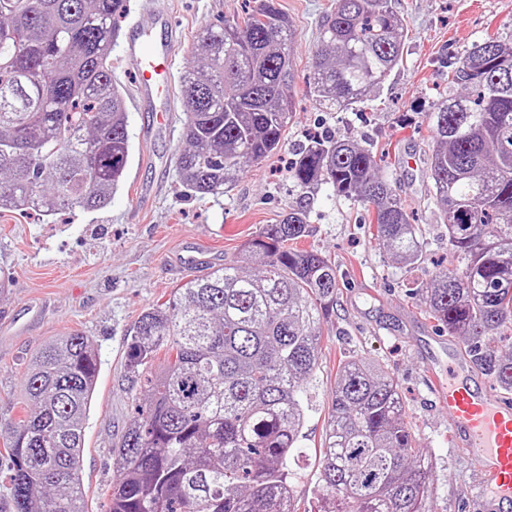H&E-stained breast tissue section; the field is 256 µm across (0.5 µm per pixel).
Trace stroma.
Listing matches in <instances>:
<instances>
[{"label": "stroma", "instance_id": "1", "mask_svg": "<svg viewBox=\"0 0 512 512\" xmlns=\"http://www.w3.org/2000/svg\"><path fill=\"white\" fill-rule=\"evenodd\" d=\"M260 0H127L120 22L155 28L154 12L176 29L174 69L189 67L191 46L207 26L239 19ZM332 0H277L293 32V118L271 156L247 163L225 195L188 191L177 172L185 144L183 99L144 103L134 91L135 63L122 41L112 46V75L125 89L132 158L122 185L102 210L51 217L0 214V446L23 415L25 375L32 358L61 337L80 333L98 353L100 372L85 424L81 460L83 506L106 512L116 466L111 448L135 415L126 379L129 333L152 304L174 288L234 260L263 225L303 207L304 247L331 262L339 288L334 311L320 325L318 368L300 400L307 410L295 490L299 512H314L312 488L339 364L348 358L381 364L397 380L416 447L434 464L436 512H475L485 473L449 437L451 416L436 405L430 369L445 361L441 336L415 295L416 287L450 267L448 231L439 219L429 175L433 147L428 115L458 58L485 36L512 41V0H394L406 32L404 57L384 85L356 109L331 111L312 96L308 77ZM354 140L382 154L381 174L409 207L426 242L411 270L400 268L373 236L366 206L330 185L299 187L290 176L297 145L315 137ZM204 252L197 267L186 250Z\"/></svg>", "mask_w": 512, "mask_h": 512}]
</instances>
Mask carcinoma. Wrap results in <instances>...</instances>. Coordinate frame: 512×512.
I'll list each match as a JSON object with an SVG mask.
<instances>
[{"label":"carcinoma","mask_w":512,"mask_h":512,"mask_svg":"<svg viewBox=\"0 0 512 512\" xmlns=\"http://www.w3.org/2000/svg\"><path fill=\"white\" fill-rule=\"evenodd\" d=\"M125 2L0 0V210L48 216L110 203L132 157L124 88L112 79ZM291 40L276 0L196 36L180 82L186 143L177 158L192 192L222 195L245 163L278 149L293 118ZM404 46L392 0H334L310 92L350 110L382 87ZM503 58L512 60V46L498 37L475 44L429 114L431 178L458 267L417 294L438 330L461 339L508 394L512 352L497 345L512 331V77L497 69ZM379 168L372 149L325 137L298 150L291 177L373 207L379 246L411 267L422 233ZM307 233L306 213L290 210L237 260L143 312L126 364L138 405L112 448L107 512H298L291 460L302 454L300 393L339 288L336 267L318 252L286 248ZM98 373L79 333L32 362L31 409L12 422L5 445L14 512H84L79 462ZM321 455L317 512H434L432 461L415 447L398 383L380 365L340 364Z\"/></svg>","instance_id":"1"}]
</instances>
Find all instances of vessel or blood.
<instances>
[{
  "mask_svg": "<svg viewBox=\"0 0 512 512\" xmlns=\"http://www.w3.org/2000/svg\"><path fill=\"white\" fill-rule=\"evenodd\" d=\"M172 39L146 44L134 28L125 50L138 58L139 99L153 100L172 83ZM440 402L452 413L451 439L488 475L480 493L483 512H512V400L494 395L474 377L456 352L448 354V372L435 383Z\"/></svg>",
  "mask_w": 512,
  "mask_h": 512,
  "instance_id": "b4317fda",
  "label": "vessel or blood"
}]
</instances>
